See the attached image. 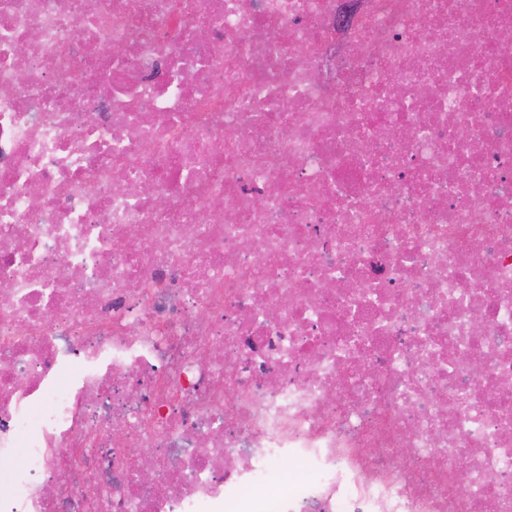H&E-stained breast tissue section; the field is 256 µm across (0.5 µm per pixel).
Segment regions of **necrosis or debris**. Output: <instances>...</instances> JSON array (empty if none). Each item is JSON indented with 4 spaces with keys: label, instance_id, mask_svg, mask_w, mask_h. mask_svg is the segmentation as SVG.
<instances>
[{
    "label": "necrosis or debris",
    "instance_id": "obj_1",
    "mask_svg": "<svg viewBox=\"0 0 512 512\" xmlns=\"http://www.w3.org/2000/svg\"><path fill=\"white\" fill-rule=\"evenodd\" d=\"M506 33L0 0V512H512Z\"/></svg>",
    "mask_w": 512,
    "mask_h": 512
}]
</instances>
